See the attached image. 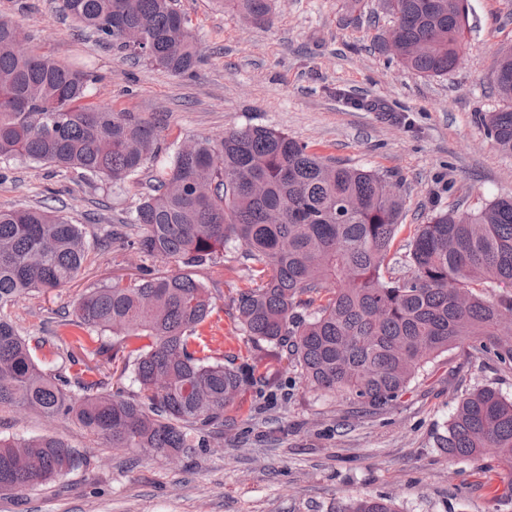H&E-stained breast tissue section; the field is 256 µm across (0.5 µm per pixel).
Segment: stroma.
I'll list each match as a JSON object with an SVG mask.
<instances>
[{"label": "stroma", "instance_id": "35a3bbf8", "mask_svg": "<svg viewBox=\"0 0 512 512\" xmlns=\"http://www.w3.org/2000/svg\"><path fill=\"white\" fill-rule=\"evenodd\" d=\"M176 4L203 55L183 77L79 36L56 0H0V19L24 28L28 51L96 72L89 102L151 121L161 147L154 168L183 141L264 126L322 157L403 179L392 258H401L432 212L470 211L512 195V155L481 122L502 105L488 83L499 51L512 48V0H468L460 65L434 78L379 52L391 20L378 12V0L357 9L351 0H275L273 23L263 27L247 25L229 2ZM148 190L143 173L115 187L23 158L0 159V206L53 198L89 243L75 282L10 307L21 336L59 331L86 288L138 277L145 264L173 270L170 262H144L123 240L98 245L130 219ZM192 275L215 297L212 334L221 350L249 356L253 343L227 309L250 286V269L229 255ZM267 371L279 385L276 397L248 392L229 410L223 437L175 464L109 448L72 419L0 409L1 437L56 435L91 460L22 494L0 496V512H330L337 499L365 494L394 497L401 512H512V505H497L512 474L492 453L457 461L436 444L464 390L491 386L512 398V373L472 361L466 346L431 359L390 411L372 417L355 416L337 395L310 390L286 361L268 360Z\"/></svg>", "mask_w": 512, "mask_h": 512}]
</instances>
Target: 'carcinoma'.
Returning a JSON list of instances; mask_svg holds the SVG:
<instances>
[{
  "instance_id": "carcinoma-1",
  "label": "carcinoma",
  "mask_w": 512,
  "mask_h": 512,
  "mask_svg": "<svg viewBox=\"0 0 512 512\" xmlns=\"http://www.w3.org/2000/svg\"><path fill=\"white\" fill-rule=\"evenodd\" d=\"M256 25L272 24V0H233ZM393 18L394 45L379 50L423 77L458 65L468 13L448 0H379ZM58 11L99 41L175 75L194 72L197 40L175 0H58ZM150 27L146 48L121 42ZM22 27L0 20V158L21 156L124 183L156 158L154 127L129 112L86 102L90 70L16 53ZM493 82L504 106L482 116L487 136L512 154V49ZM208 178L213 192L194 195ZM373 170L336 165L287 134L232 129L177 150L136 206L131 246L145 259L186 271L140 268L129 283L89 288L62 326L110 331L117 343L89 352L81 336L23 338L7 310L31 292L75 281L88 256L80 225L54 209L0 207V408L73 418L111 448H152L193 458L224 428L227 408L256 386L265 359L286 353L299 378L365 413L391 409L424 363L459 344L468 355L512 370V197L474 212L437 211L418 225L393 276L389 255L402 212ZM241 252L256 272L231 300L237 329L255 345L237 364L205 334L211 294L187 270ZM61 360L45 369V348ZM84 369L71 377L67 367ZM132 374L135 388L125 385ZM437 447L465 459L493 451L512 472V400L484 386L457 397ZM90 463L54 435L0 438V491L21 492ZM334 512H399L381 495L341 500Z\"/></svg>"
}]
</instances>
